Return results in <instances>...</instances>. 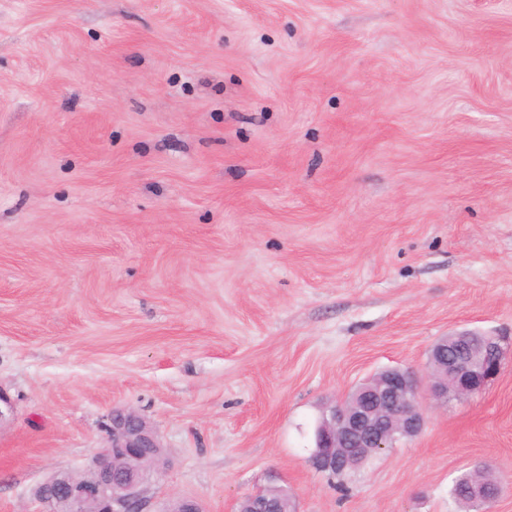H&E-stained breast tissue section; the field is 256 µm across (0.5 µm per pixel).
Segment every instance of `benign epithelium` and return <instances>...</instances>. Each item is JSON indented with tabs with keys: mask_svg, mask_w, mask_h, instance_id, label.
Returning a JSON list of instances; mask_svg holds the SVG:
<instances>
[{
	"mask_svg": "<svg viewBox=\"0 0 512 512\" xmlns=\"http://www.w3.org/2000/svg\"><path fill=\"white\" fill-rule=\"evenodd\" d=\"M470 335L462 330L441 339L430 353L424 378L400 367L386 368L351 393L358 404L350 406L345 400L326 406L315 428L310 465L321 473L354 467L362 448L379 453L401 438L421 434L428 412L421 399L424 385L437 401L483 392L500 375L506 352L500 338L487 335L484 342L469 347L466 358H449L448 341L457 344ZM157 447L156 434L138 413L117 409L112 412V435L90 469L82 475L54 474L35 495L52 506L63 500L69 512H143L144 487L151 476L144 469H122L117 462L137 459L141 449ZM274 505L260 492L244 497L238 512H273Z\"/></svg>",
	"mask_w": 512,
	"mask_h": 512,
	"instance_id": "1",
	"label": "benign epithelium"
}]
</instances>
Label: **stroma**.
<instances>
[{
  "mask_svg": "<svg viewBox=\"0 0 512 512\" xmlns=\"http://www.w3.org/2000/svg\"><path fill=\"white\" fill-rule=\"evenodd\" d=\"M506 337L340 491L327 403ZM0 512L135 409L148 512H512V0H0ZM471 331L462 330L441 339L432 349L425 377V382L432 397L448 400V395L468 397L483 392L501 373L506 352L499 337L485 335L483 343L469 346L470 353L465 359H451V355L460 354L452 346L448 349V338L455 344L463 342L471 335ZM488 352L495 355L488 357ZM445 370L442 375L436 368ZM448 380L451 386L448 387ZM486 475H492L486 467H476L460 474L454 480L450 489L452 498L459 504L467 507L479 503L470 493V485L475 482H482L485 495L495 496L497 494L498 496L500 492V482L495 477L490 478Z\"/></svg>",
  "mask_w": 512,
  "mask_h": 512,
  "instance_id": "obj_1",
  "label": "stroma"
}]
</instances>
